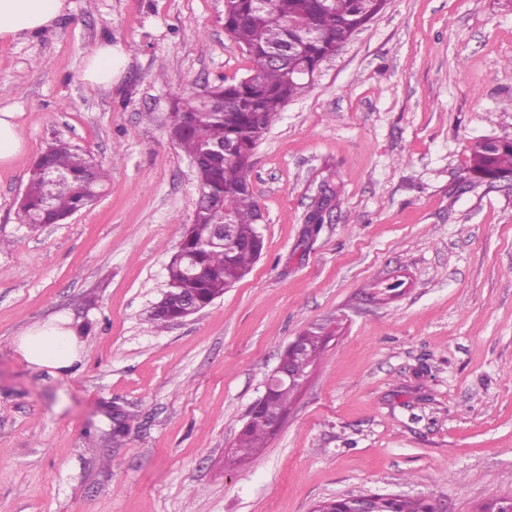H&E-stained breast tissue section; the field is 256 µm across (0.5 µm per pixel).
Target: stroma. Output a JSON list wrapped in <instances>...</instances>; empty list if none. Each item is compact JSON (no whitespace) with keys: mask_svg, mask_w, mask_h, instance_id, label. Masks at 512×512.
<instances>
[{"mask_svg":"<svg viewBox=\"0 0 512 512\" xmlns=\"http://www.w3.org/2000/svg\"><path fill=\"white\" fill-rule=\"evenodd\" d=\"M104 43L127 53L107 90L83 79ZM253 66L224 0H66L53 27L0 41V110L25 145L0 165V512H314L370 493L474 512L512 495V181L469 173L476 139L512 137V0H387L255 149L250 273L156 329L198 195L172 103ZM59 139L111 177L32 230L27 173ZM57 316L80 362L27 364L17 337ZM318 326L283 426L227 461L288 342Z\"/></svg>","mask_w":512,"mask_h":512,"instance_id":"1","label":"stroma"}]
</instances>
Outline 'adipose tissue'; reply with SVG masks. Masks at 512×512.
Segmentation results:
<instances>
[{
	"label": "adipose tissue",
	"instance_id": "obj_1",
	"mask_svg": "<svg viewBox=\"0 0 512 512\" xmlns=\"http://www.w3.org/2000/svg\"><path fill=\"white\" fill-rule=\"evenodd\" d=\"M65 5L66 0H0V40H21L53 26ZM125 59V52L112 45L97 47L87 62L85 81L111 87ZM16 351L29 365L54 370L69 368L79 358L77 336L63 320L28 328Z\"/></svg>",
	"mask_w": 512,
	"mask_h": 512
}]
</instances>
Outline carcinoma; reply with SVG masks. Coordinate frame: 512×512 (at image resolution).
Listing matches in <instances>:
<instances>
[{"label": "carcinoma", "mask_w": 512, "mask_h": 512, "mask_svg": "<svg viewBox=\"0 0 512 512\" xmlns=\"http://www.w3.org/2000/svg\"><path fill=\"white\" fill-rule=\"evenodd\" d=\"M386 0H224V30L251 57L254 67L234 83L214 84L203 93L177 98L169 136L196 162L198 198L190 224L167 264L166 298L149 320L162 329L192 303L205 308L245 277L260 258L264 237L249 173L257 145L278 120L282 107L310 86L301 76L314 69L385 7ZM297 45L282 64L265 57ZM233 147L223 156L218 150ZM63 173L67 183L47 195L43 170ZM470 173L478 180H512V137L476 140ZM107 169L64 141L50 145L31 166L21 211L36 228L65 221L100 196ZM231 222L229 239L213 237L221 217ZM294 390L277 386L252 407L239 432L237 460L255 456L272 435L269 418L288 414ZM375 512H435L425 498L377 493Z\"/></svg>", "instance_id": "1"}]
</instances>
